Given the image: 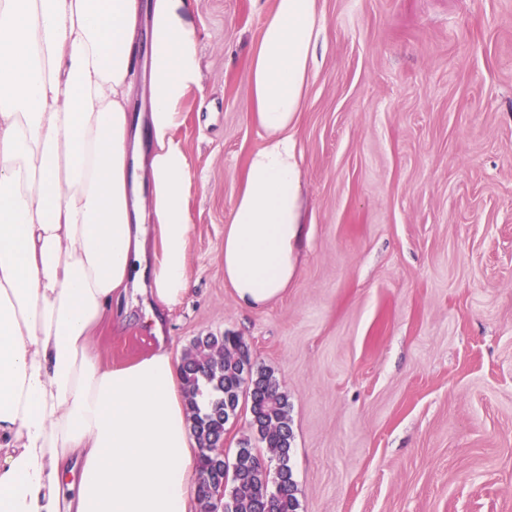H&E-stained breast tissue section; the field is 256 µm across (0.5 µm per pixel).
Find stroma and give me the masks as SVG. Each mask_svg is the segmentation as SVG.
<instances>
[{"instance_id": "obj_1", "label": "stroma", "mask_w": 512, "mask_h": 512, "mask_svg": "<svg viewBox=\"0 0 512 512\" xmlns=\"http://www.w3.org/2000/svg\"><path fill=\"white\" fill-rule=\"evenodd\" d=\"M273 3L191 0V289L160 315L168 348L231 332L271 371L298 512H512V0H318L309 234L284 295L246 309L224 228L263 142L245 73ZM143 319L104 323L93 354H149Z\"/></svg>"}]
</instances>
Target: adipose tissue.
Listing matches in <instances>:
<instances>
[{
  "label": "adipose tissue",
  "mask_w": 512,
  "mask_h": 512,
  "mask_svg": "<svg viewBox=\"0 0 512 512\" xmlns=\"http://www.w3.org/2000/svg\"><path fill=\"white\" fill-rule=\"evenodd\" d=\"M188 0H156L150 110L133 113L138 0H0V512H187L198 445L166 345L106 366L90 336L148 281L190 292V157L200 81ZM325 20L275 0L246 71L264 132L224 229L242 307L282 296L306 230L297 123Z\"/></svg>",
  "instance_id": "1"
}]
</instances>
